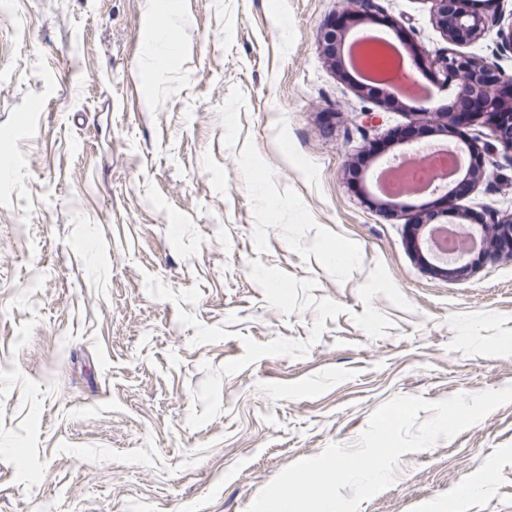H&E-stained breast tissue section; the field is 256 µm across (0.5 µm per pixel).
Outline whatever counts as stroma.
Returning a JSON list of instances; mask_svg holds the SVG:
<instances>
[{
    "mask_svg": "<svg viewBox=\"0 0 512 512\" xmlns=\"http://www.w3.org/2000/svg\"><path fill=\"white\" fill-rule=\"evenodd\" d=\"M418 51L428 0H375ZM0 0V512H248L395 399L512 386V257L442 275L424 196L349 185L428 124L322 55L343 0ZM463 211L512 212V159ZM343 252L349 260L337 265ZM358 512H512V402Z\"/></svg>",
    "mask_w": 512,
    "mask_h": 512,
    "instance_id": "obj_1",
    "label": "stroma"
}]
</instances>
